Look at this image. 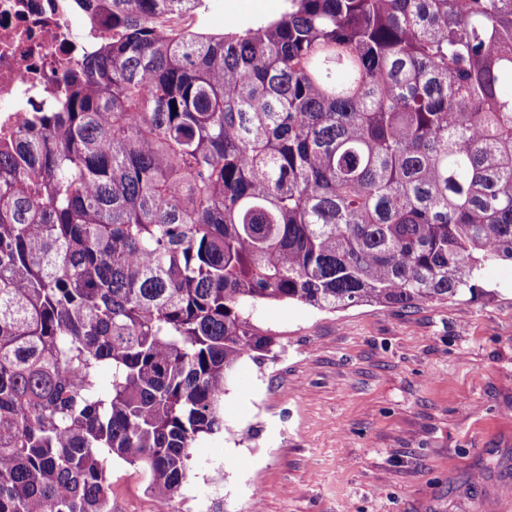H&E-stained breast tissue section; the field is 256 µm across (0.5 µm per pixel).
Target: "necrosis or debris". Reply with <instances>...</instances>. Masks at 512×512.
Instances as JSON below:
<instances>
[{"mask_svg": "<svg viewBox=\"0 0 512 512\" xmlns=\"http://www.w3.org/2000/svg\"><path fill=\"white\" fill-rule=\"evenodd\" d=\"M70 0H0V135L18 133L26 113L49 109L64 75L98 42L96 28L74 32Z\"/></svg>", "mask_w": 512, "mask_h": 512, "instance_id": "necrosis-or-debris-1", "label": "necrosis or debris"}]
</instances>
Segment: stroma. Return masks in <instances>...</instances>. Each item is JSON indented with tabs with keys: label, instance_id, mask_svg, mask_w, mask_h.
Here are the masks:
<instances>
[{
	"label": "stroma",
	"instance_id": "stroma-1",
	"mask_svg": "<svg viewBox=\"0 0 512 512\" xmlns=\"http://www.w3.org/2000/svg\"><path fill=\"white\" fill-rule=\"evenodd\" d=\"M284 4L209 0L207 23ZM251 320L274 354L234 370L226 429L195 448L172 512H512V262L455 301L264 303ZM107 467L115 512H157L143 468Z\"/></svg>",
	"mask_w": 512,
	"mask_h": 512
}]
</instances>
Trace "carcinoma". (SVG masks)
<instances>
[{
	"instance_id": "obj_1",
	"label": "carcinoma",
	"mask_w": 512,
	"mask_h": 512,
	"mask_svg": "<svg viewBox=\"0 0 512 512\" xmlns=\"http://www.w3.org/2000/svg\"><path fill=\"white\" fill-rule=\"evenodd\" d=\"M108 33L0 136V512L164 506L262 302L411 308L512 262V0H72ZM111 377L99 378L102 367ZM285 0H209L208 26L224 31L246 19L278 15ZM107 467L114 490L115 512H158V505L148 492L147 473L142 467L108 456Z\"/></svg>"
}]
</instances>
